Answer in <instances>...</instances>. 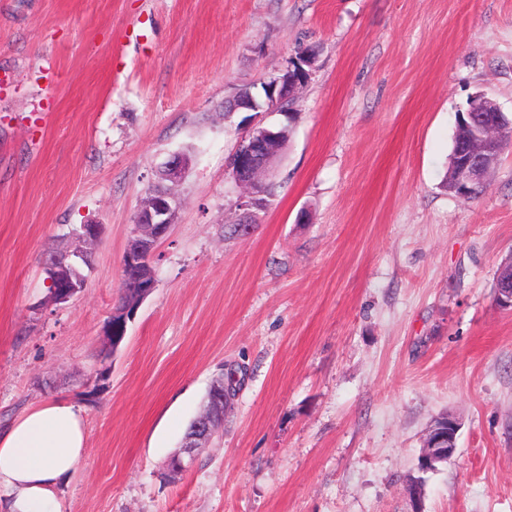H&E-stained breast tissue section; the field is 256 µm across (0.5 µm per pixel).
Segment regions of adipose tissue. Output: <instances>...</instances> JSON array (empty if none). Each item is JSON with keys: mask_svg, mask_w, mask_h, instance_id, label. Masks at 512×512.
I'll return each instance as SVG.
<instances>
[{"mask_svg": "<svg viewBox=\"0 0 512 512\" xmlns=\"http://www.w3.org/2000/svg\"><path fill=\"white\" fill-rule=\"evenodd\" d=\"M85 448L84 413L66 399L38 403L0 427V512H62L57 493Z\"/></svg>", "mask_w": 512, "mask_h": 512, "instance_id": "ef3b65f1", "label": "adipose tissue"}]
</instances>
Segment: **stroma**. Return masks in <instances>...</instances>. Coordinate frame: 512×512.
Here are the masks:
<instances>
[{
  "instance_id": "35a3bbf8",
  "label": "stroma",
  "mask_w": 512,
  "mask_h": 512,
  "mask_svg": "<svg viewBox=\"0 0 512 512\" xmlns=\"http://www.w3.org/2000/svg\"><path fill=\"white\" fill-rule=\"evenodd\" d=\"M316 54L253 233L225 234L238 89ZM512 115V0H0V425L64 398L87 448L62 512H512V145L441 182L475 93ZM187 152L156 287L105 353L159 165ZM99 224L85 290L43 260ZM108 366L109 377L96 383ZM224 429L166 465L215 377ZM457 452L418 458L432 421Z\"/></svg>"
}]
</instances>
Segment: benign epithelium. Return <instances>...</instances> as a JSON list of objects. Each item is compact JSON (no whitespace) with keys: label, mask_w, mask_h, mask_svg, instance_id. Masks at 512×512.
<instances>
[{"label":"benign epithelium","mask_w":512,"mask_h":512,"mask_svg":"<svg viewBox=\"0 0 512 512\" xmlns=\"http://www.w3.org/2000/svg\"><path fill=\"white\" fill-rule=\"evenodd\" d=\"M314 67V56L309 50L295 55L284 69L268 76L262 84L267 95L274 102L268 112H280L290 108L299 91L306 85L310 70ZM224 111L259 112L252 87L244 86L224 106ZM467 121L462 123L466 131L464 144L457 157L458 197L470 199L484 186L492 172L489 162L500 156L504 148L512 143V120L508 121L501 108L489 98H479L472 102L466 112ZM279 139L277 128L261 121L247 125L245 133L239 138L231 156L230 170L235 181L245 186L246 191L239 197V231L247 236L253 229L254 208L264 194L266 174L271 172L272 149ZM191 157L186 153L170 156L158 168V179L171 186L178 184L185 175ZM179 202L171 191H154L141 201L137 211L134 229L128 237L122 259L125 276L133 278L142 288L143 296H148L155 288L153 262L156 258L157 243L170 232L177 215ZM102 232L100 224H83L76 231L79 248L55 256L47 263L46 272L51 287V297L57 303H65L74 298L86 287L87 276L84 268L91 264V247L98 242ZM133 311L126 308L112 311L106 324L105 336L126 335L127 320ZM230 399L229 389L214 392L208 414L224 413ZM457 421L448 417V421L429 428L421 453V461L428 466L443 456H453L456 446ZM208 424L201 421L194 434L188 436L183 448L171 459L170 471L181 474L190 470L196 460L198 448L207 440Z\"/></svg>","instance_id":"7a95c632"}]
</instances>
